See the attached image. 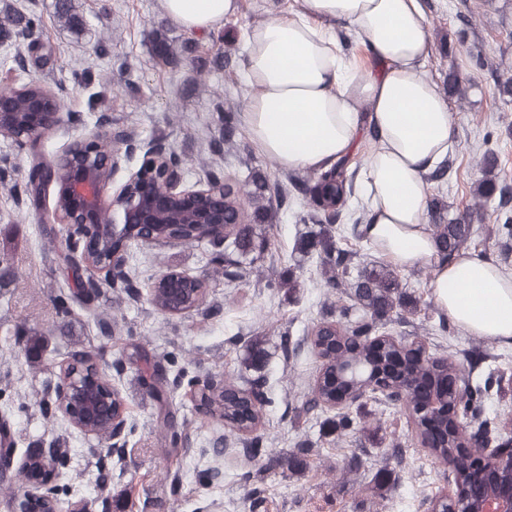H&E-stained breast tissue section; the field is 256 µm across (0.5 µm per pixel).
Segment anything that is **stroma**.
Listing matches in <instances>:
<instances>
[{"label": "stroma", "instance_id": "1", "mask_svg": "<svg viewBox=\"0 0 512 512\" xmlns=\"http://www.w3.org/2000/svg\"><path fill=\"white\" fill-rule=\"evenodd\" d=\"M430 23L433 52L424 70L445 84L449 69L466 76V95L449 99L456 115L453 148L443 178L430 180V195L448 216L472 224V250L512 273V244L496 229L512 203L475 208L472 190L482 151L497 150L499 180L512 190V98L497 85L512 77V0H421ZM293 0H238V11L213 33L183 29L163 11L162 0H71L69 17L56 0H0V22L20 11L9 37L0 36V84L29 81L52 90L71 120L45 139L44 158L94 129L128 130L134 151L114 176L123 185L161 143L186 158L184 183L220 178L235 188L251 177L271 187L276 219L263 253L240 256L231 273L217 272L216 246L194 243L135 245L126 270L138 291L102 286L90 303L75 295L60 268L65 253L24 196L32 163L29 148L0 137V435L16 455L57 446L68 465L55 482L60 498L89 502L92 512H428L430 500L449 491L446 468L424 448L405 402L371 394L353 406L311 410L307 397L322 368L310 339L315 325L338 319L350 300L346 290L325 285L316 253L299 241L319 232L303 183L305 171H284L250 141L244 113V37L266 19L287 13ZM165 35L175 59H154L152 44ZM43 50L28 51L32 39ZM484 66H476L475 55ZM237 114L233 143H223L224 114ZM366 209L359 195L330 226L354 270L384 262L364 235ZM169 271L201 275L206 297L181 315L158 309L148 293ZM294 272L298 286L279 287ZM402 286L419 302L387 332L422 341L433 356L452 354L471 387L499 379L481 398L471 431L501 441L512 425V347L467 335L435 303L429 266L399 270ZM41 334L37 362L23 346L28 331ZM259 338L264 365L247 357ZM101 353L102 368L120 391L129 423L128 454L101 463L94 438L47 410L46 388L61 365L78 353ZM212 377L237 384L257 382L265 396L260 443L223 430L197 411L189 381ZM349 416L350 427L330 421ZM223 437V453L213 441ZM307 449V465L288 470L280 461ZM220 469L223 477L209 481ZM391 484L377 489L378 471ZM249 480H242V473Z\"/></svg>", "mask_w": 512, "mask_h": 512}]
</instances>
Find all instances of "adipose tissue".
Segmentation results:
<instances>
[{"mask_svg": "<svg viewBox=\"0 0 512 512\" xmlns=\"http://www.w3.org/2000/svg\"><path fill=\"white\" fill-rule=\"evenodd\" d=\"M246 37L245 121L252 143L286 170H319L350 154L363 127L377 134L362 172L367 237L395 266L431 268L439 308L466 334L512 345V275L487 256L436 255L427 226L428 169L453 146V114L423 70L431 50L421 0H297ZM184 29H215L238 0H163ZM344 23L378 72L343 59L326 23Z\"/></svg>", "mask_w": 512, "mask_h": 512, "instance_id": "obj_1", "label": "adipose tissue"}]
</instances>
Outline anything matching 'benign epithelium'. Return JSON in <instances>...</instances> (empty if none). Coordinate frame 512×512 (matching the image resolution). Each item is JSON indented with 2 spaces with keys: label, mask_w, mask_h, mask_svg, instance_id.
Wrapping results in <instances>:
<instances>
[{
  "label": "benign epithelium",
  "mask_w": 512,
  "mask_h": 512,
  "mask_svg": "<svg viewBox=\"0 0 512 512\" xmlns=\"http://www.w3.org/2000/svg\"><path fill=\"white\" fill-rule=\"evenodd\" d=\"M55 96L44 91L28 98L26 111L20 112L14 100L0 95V130H9L22 145L36 146L49 134L66 125V118L53 104ZM112 142V150L102 154L101 137ZM94 131L71 140L65 150L50 162L36 161L41 174L35 181L39 199L57 187V197L65 205L54 206L48 223L58 224L71 236V249L78 262L104 274V280L124 277L125 255L133 244L185 242L201 227L224 228V188L219 181L204 186L186 187L173 152L157 148L153 156L133 172L118 190H112V175L133 151V137L125 130ZM119 212L117 225L100 222L101 212ZM163 288L167 297L164 312L181 315L199 307L204 298L203 276L170 271L160 276L152 291ZM101 370L64 367L49 388L55 413L68 424L88 435L106 429L104 440L110 453L123 458L126 452L128 418L118 390L112 386L89 399L97 389ZM371 391L396 398L399 387H392L371 372L366 383H356L349 391H339L328 406L339 408L359 401ZM448 415L458 423L461 406L470 397V387L455 372L448 376ZM38 458L44 467L34 477L28 475L30 459ZM18 470L26 481L12 503V512H91L84 502L63 503L47 492L53 475L66 467L67 459L53 448H36L19 460ZM478 465L484 471L508 474V483L498 489L481 491L456 508V492L430 502L429 512H512V440L483 449Z\"/></svg>",
  "instance_id": "1"
}]
</instances>
